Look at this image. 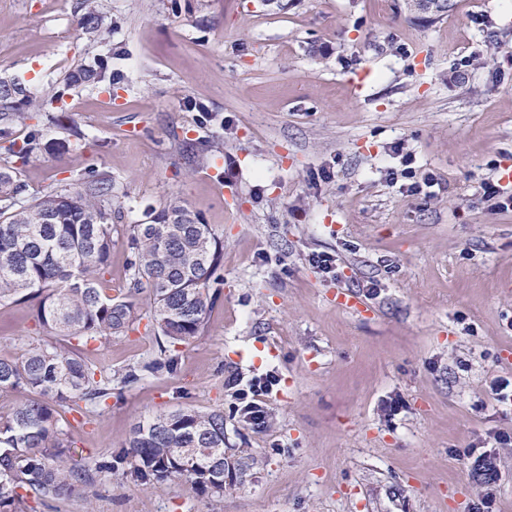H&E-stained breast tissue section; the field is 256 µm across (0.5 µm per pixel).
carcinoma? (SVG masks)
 Returning a JSON list of instances; mask_svg holds the SVG:
<instances>
[{
    "instance_id": "1",
    "label": "carcinoma",
    "mask_w": 512,
    "mask_h": 512,
    "mask_svg": "<svg viewBox=\"0 0 512 512\" xmlns=\"http://www.w3.org/2000/svg\"><path fill=\"white\" fill-rule=\"evenodd\" d=\"M81 25L92 41L108 19L100 0H83ZM29 98L18 80L0 81V121L25 124L18 108ZM36 136L6 150L21 164L37 151ZM14 167H0V301H37L39 325L63 344H26L0 358V392L30 396L0 415V512H32L102 480L142 484L178 481L200 496L224 495V411L191 406L136 424L114 455L75 463L72 431L109 407L112 376L124 387L172 374L179 348L195 341L216 301L210 282L224 244L207 224L175 203L132 226L133 259L126 291L103 285L112 256V179L79 190H53L28 200ZM148 294L145 310L134 298ZM161 339L157 354L117 372L84 356L95 343L133 331L142 319ZM76 414L69 421L64 414Z\"/></svg>"
}]
</instances>
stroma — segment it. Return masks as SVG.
I'll return each mask as SVG.
<instances>
[{
	"label": "stroma",
	"instance_id": "35a3bbf8",
	"mask_svg": "<svg viewBox=\"0 0 512 512\" xmlns=\"http://www.w3.org/2000/svg\"><path fill=\"white\" fill-rule=\"evenodd\" d=\"M81 2L0 0V79L65 90L12 128L39 138L27 198L111 176L115 294L131 225L171 203L224 256L176 372L122 389L75 446L106 456L140 421L220 409L232 467L220 497L100 480L36 512H472L488 494L512 512V408L488 396L512 381V211L482 199L512 169V0H105L94 41ZM81 64L103 82L66 87ZM408 167L436 175L431 194L409 192ZM320 252L338 278L312 268ZM340 287L364 308H337ZM50 338L33 303L0 302V357ZM156 351L139 329L92 359L116 371ZM271 370L258 432L228 380ZM485 449L490 490L459 459Z\"/></svg>",
	"mask_w": 512,
	"mask_h": 512
}]
</instances>
